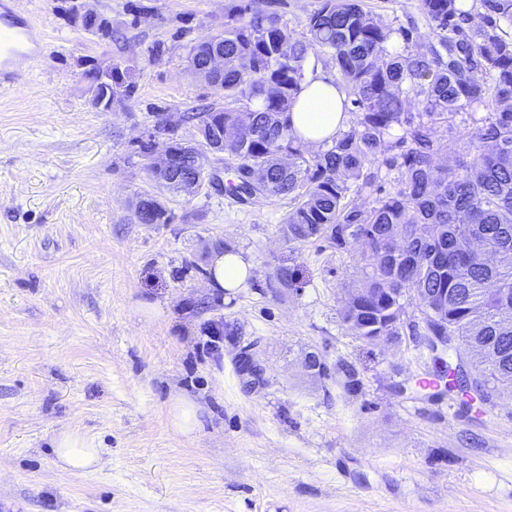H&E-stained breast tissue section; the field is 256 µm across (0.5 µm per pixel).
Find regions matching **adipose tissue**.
Returning <instances> with one entry per match:
<instances>
[{"instance_id":"1","label":"adipose tissue","mask_w":512,"mask_h":512,"mask_svg":"<svg viewBox=\"0 0 512 512\" xmlns=\"http://www.w3.org/2000/svg\"><path fill=\"white\" fill-rule=\"evenodd\" d=\"M346 99L336 79L325 73L316 60H309L296 103L289 113L292 134L307 146L331 141L347 120ZM209 273L214 288L232 290L246 285L252 276V267L240 255L219 250L211 256ZM55 448L59 462L68 470L86 473L101 462L99 448L79 433L59 434Z\"/></svg>"}]
</instances>
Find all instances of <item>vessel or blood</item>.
<instances>
[{"mask_svg":"<svg viewBox=\"0 0 512 512\" xmlns=\"http://www.w3.org/2000/svg\"><path fill=\"white\" fill-rule=\"evenodd\" d=\"M42 32L26 14L18 10L16 0H0V84L13 83L18 65L36 60L45 46Z\"/></svg>","mask_w":512,"mask_h":512,"instance_id":"vessel-or-blood-1","label":"vessel or blood"}]
</instances>
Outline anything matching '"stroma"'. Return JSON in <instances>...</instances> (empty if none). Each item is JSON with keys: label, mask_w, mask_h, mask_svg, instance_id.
<instances>
[{"label": "stroma", "mask_w": 512, "mask_h": 512, "mask_svg": "<svg viewBox=\"0 0 512 512\" xmlns=\"http://www.w3.org/2000/svg\"><path fill=\"white\" fill-rule=\"evenodd\" d=\"M238 2L95 0L112 22L101 41L62 0H19L50 42L0 91V512H512V399L475 421L454 397L407 392L432 369L411 337L375 347L341 321L359 248L290 242L291 200L208 183L165 194L170 223L133 221L157 191L140 144L194 139V124L154 120L217 102L187 57ZM362 5L414 28L411 50L433 39L419 0ZM115 67L134 93L98 111L85 73ZM215 248L251 264L246 286L210 288ZM282 265L295 287L275 283ZM212 324L230 330L214 350ZM251 343L256 376L237 364ZM312 348L352 365L361 391L308 376ZM179 396L201 408L186 436L169 422ZM66 431L95 441L97 471L61 466Z\"/></svg>", "instance_id": "obj_1"}]
</instances>
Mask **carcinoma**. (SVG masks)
Segmentation results:
<instances>
[{
  "label": "carcinoma",
  "mask_w": 512,
  "mask_h": 512,
  "mask_svg": "<svg viewBox=\"0 0 512 512\" xmlns=\"http://www.w3.org/2000/svg\"><path fill=\"white\" fill-rule=\"evenodd\" d=\"M475 7L486 26L467 34L459 24L468 13L464 0H421L437 42L411 52L412 30L386 27L361 0H321L297 37L277 12L239 5L223 32L190 50V66L224 105L179 116L195 122L200 140L174 141L172 168L153 172L162 191L181 195L228 155L237 161L233 195L294 202L282 224L288 241L324 240L340 251L364 245L362 278L344 300L343 324L368 342L397 344L407 332L430 353L432 337L455 339L468 375L439 364L432 389L454 393L469 407L476 395L483 404L495 393L512 397V0H476ZM394 33L404 45L391 41ZM314 46L349 87L354 120L327 150L308 156L289 133L287 112ZM218 54L223 68L208 69ZM479 68L492 73V82L475 76ZM487 104L493 112L464 146L436 139L449 118ZM397 128L395 144L404 152L387 157ZM441 151L458 155L456 164H437ZM384 170L397 171L392 191L369 207L347 202ZM246 171L263 179L250 184ZM133 220L167 224L170 213L145 194ZM423 295L432 301L421 309V322L404 328L405 299ZM317 376L336 378L349 394L362 386L342 359Z\"/></svg>",
  "instance_id": "obj_1"
}]
</instances>
